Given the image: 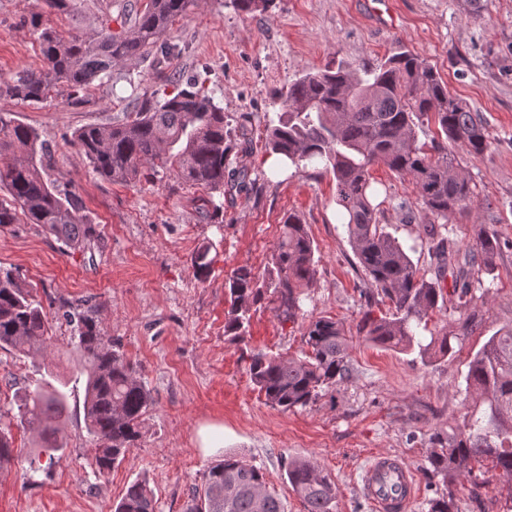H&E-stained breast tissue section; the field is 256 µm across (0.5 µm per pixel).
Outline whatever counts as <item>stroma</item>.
<instances>
[{
	"label": "stroma",
	"mask_w": 512,
	"mask_h": 512,
	"mask_svg": "<svg viewBox=\"0 0 512 512\" xmlns=\"http://www.w3.org/2000/svg\"><path fill=\"white\" fill-rule=\"evenodd\" d=\"M47 16L57 29L83 37L97 28L92 0H78L71 15L49 13L45 0H0V82L43 61L29 19ZM170 60L147 56L113 65L110 79L93 82L78 97L53 89L32 104L7 98L0 108L31 126L49 148L51 179L69 185L97 226L100 245L63 253L55 238L19 218L0 228V267L12 270L48 312L49 338L34 356L0 350V428L10 430L18 463L0 472V512H113L126 488L146 480L156 512H186L211 465L234 453L261 468L286 512H305L286 483L290 460L315 461L336 483L335 512H373L360 477L373 454L389 452L413 469L418 496L410 512H429L443 492L427 473L432 434L463 427L471 413L464 376L472 354L489 336L512 325V0H274L267 11L245 14L232 0H196L171 26ZM427 60L451 94L482 115L491 148L454 153L471 180L474 201L445 226L459 248L474 227L496 231L504 248L473 303L476 320L461 330V313L444 279L443 298L430 313L427 335H458L449 357L387 349L366 342L356 324L370 283L358 271L336 181L322 167L279 165L265 145L266 125L281 108L288 86L304 73L344 65H377L400 48ZM205 79L233 133H246L248 152L229 163L246 168L255 187L215 211L208 191L163 171L132 182L93 176L73 132L106 125L134 111L153 94L172 93L170 73ZM380 221L406 245L426 277L435 260L422 241L432 217L398 208L413 200L408 180L386 167L371 170ZM306 224L316 248L317 273L301 296L302 316L279 320L268 270L288 215ZM207 250L211 272L196 279L193 260ZM252 270L264 296L251 313L243 342L224 334L229 280ZM91 310L106 336L119 342L150 389L154 404L142 435L108 476L95 472L84 421V358L64 313ZM333 319L349 338L353 374L305 408L285 411L266 403L247 372L251 353L286 358L305 350L309 320ZM48 383L65 395L63 452L48 460L33 431L20 423L26 391ZM224 429V445L203 448L202 426ZM454 512H506L512 480L490 466H474L452 487Z\"/></svg>",
	"instance_id": "1"
}]
</instances>
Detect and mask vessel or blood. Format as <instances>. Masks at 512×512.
<instances>
[{"label": "vessel or blood", "instance_id": "1", "mask_svg": "<svg viewBox=\"0 0 512 512\" xmlns=\"http://www.w3.org/2000/svg\"><path fill=\"white\" fill-rule=\"evenodd\" d=\"M361 491L373 512H409L417 496L413 470L397 456H374L361 475Z\"/></svg>", "mask_w": 512, "mask_h": 512}]
</instances>
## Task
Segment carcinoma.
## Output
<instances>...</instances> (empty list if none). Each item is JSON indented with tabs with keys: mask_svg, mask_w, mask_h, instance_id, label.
<instances>
[{
	"mask_svg": "<svg viewBox=\"0 0 512 512\" xmlns=\"http://www.w3.org/2000/svg\"><path fill=\"white\" fill-rule=\"evenodd\" d=\"M273 0H233L246 14L266 10ZM195 0H120L101 8L98 29L89 38L64 35L33 14L30 26L39 43L44 66L25 71L0 85V97L43 102L59 84L73 97L94 80L110 77L112 64L145 57L166 48L164 38L176 18ZM117 22L120 30H112ZM434 122L440 138L417 143L416 128ZM85 155L91 173L113 182H128L144 169L173 171L184 182L221 196L248 195L254 183L244 169L227 171L235 142L224 110L199 82L162 99L148 98L136 112L110 125H89L72 136ZM272 153L299 166L320 163L336 180V204L345 216L349 242L358 266L375 287L390 313L372 316L373 296L356 332L364 340L389 349L414 347L416 329L443 295L441 280L453 274L452 294L466 308L475 285L500 251L496 232L481 224L473 243L460 253L435 225L424 229L436 259L435 278L426 279L398 238L379 223L370 170L383 165L409 179L414 204L436 219L449 220L473 203L470 179L452 147L462 145L480 155L491 144L482 116L448 92L436 71L419 55L403 50L375 68L350 71L344 67L308 72L289 87L277 120L266 124ZM48 149L33 128L0 109V183L9 198L0 200V228L18 221L39 225L62 244L64 252L79 250L98 239L78 194L62 189L46 174ZM315 247L301 219L289 215L272 255V285L276 316L293 321L302 311V288L317 269ZM231 309L224 326L235 341L245 339L251 307L261 299L255 274L239 269L229 282ZM74 325L85 358V424L94 445V465L107 476L120 465L141 436L144 415L154 404L133 364L118 343L104 336L93 317L66 312ZM48 335V315L42 303L0 269V350L19 354L41 351ZM307 350L297 358L256 353L248 373L266 402L285 411L305 408L319 391L352 376L347 338L328 318L309 322L303 334ZM423 353L442 356L453 350L451 337L433 336ZM466 396L475 400L470 419L459 430L432 437L430 472L450 486L472 473L471 464L487 462L512 479V328H502L471 356L465 376ZM64 395L56 389L21 399L20 423L37 432L42 451L54 461L64 448L60 420ZM18 457L8 434L0 430V472ZM287 482L305 512H333L336 484L311 459L288 463ZM114 512H156L146 483L132 482ZM187 512H285L280 496L267 488L263 471L235 455L209 468L204 484L195 489Z\"/></svg>",
	"mask_w": 512,
	"mask_h": 512,
	"instance_id": "cac0c4a2",
	"label": "carcinoma"
}]
</instances>
